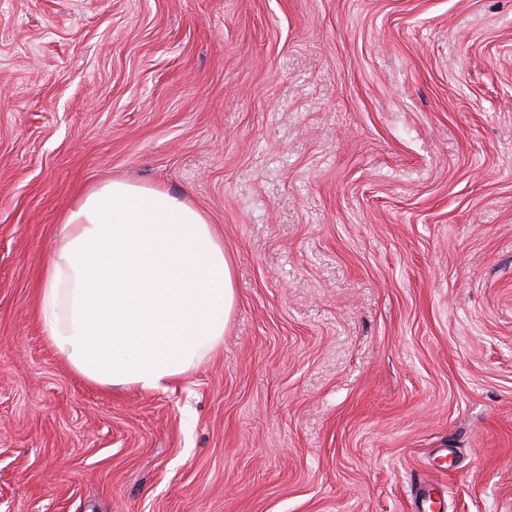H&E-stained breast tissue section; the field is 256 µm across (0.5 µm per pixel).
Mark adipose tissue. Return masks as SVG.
<instances>
[{"instance_id":"adipose-tissue-1","label":"adipose tissue","mask_w":512,"mask_h":512,"mask_svg":"<svg viewBox=\"0 0 512 512\" xmlns=\"http://www.w3.org/2000/svg\"><path fill=\"white\" fill-rule=\"evenodd\" d=\"M39 297L47 340L79 373L157 390L219 346L235 288L199 208L162 188L113 180L66 215Z\"/></svg>"}]
</instances>
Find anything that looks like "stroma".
I'll return each mask as SVG.
<instances>
[{
    "label": "stroma",
    "instance_id": "1",
    "mask_svg": "<svg viewBox=\"0 0 512 512\" xmlns=\"http://www.w3.org/2000/svg\"><path fill=\"white\" fill-rule=\"evenodd\" d=\"M112 179L200 208L217 352L102 386L44 266ZM512 512V0H0V512Z\"/></svg>",
    "mask_w": 512,
    "mask_h": 512
}]
</instances>
